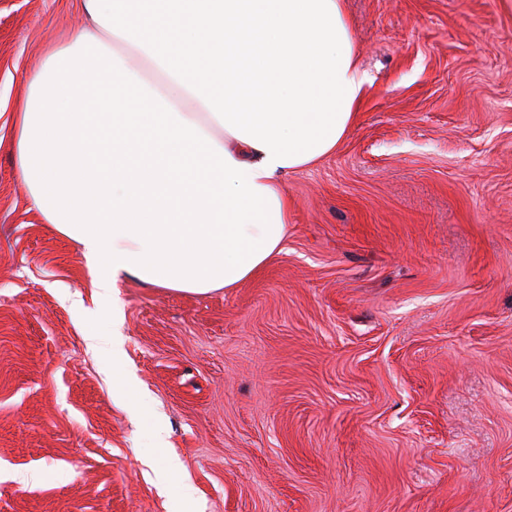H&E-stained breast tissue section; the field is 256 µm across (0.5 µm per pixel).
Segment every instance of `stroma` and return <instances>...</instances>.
Here are the masks:
<instances>
[{
  "mask_svg": "<svg viewBox=\"0 0 512 512\" xmlns=\"http://www.w3.org/2000/svg\"><path fill=\"white\" fill-rule=\"evenodd\" d=\"M344 8L369 80L281 252L107 299L12 148L79 0H0V512H512V0Z\"/></svg>",
  "mask_w": 512,
  "mask_h": 512,
  "instance_id": "stroma-1",
  "label": "stroma"
}]
</instances>
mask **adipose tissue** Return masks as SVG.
Instances as JSON below:
<instances>
[{
	"label": "adipose tissue",
	"mask_w": 512,
	"mask_h": 512,
	"mask_svg": "<svg viewBox=\"0 0 512 512\" xmlns=\"http://www.w3.org/2000/svg\"><path fill=\"white\" fill-rule=\"evenodd\" d=\"M15 114L30 200L109 295H204L281 251L289 172L333 153L368 78L342 0H80Z\"/></svg>",
	"instance_id": "obj_1"
}]
</instances>
